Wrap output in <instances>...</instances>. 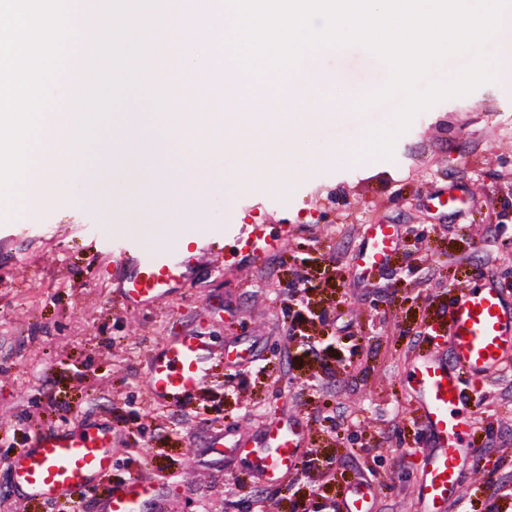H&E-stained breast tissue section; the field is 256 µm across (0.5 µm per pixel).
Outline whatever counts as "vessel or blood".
Listing matches in <instances>:
<instances>
[{"instance_id":"obj_1","label":"vessel or blood","mask_w":512,"mask_h":512,"mask_svg":"<svg viewBox=\"0 0 512 512\" xmlns=\"http://www.w3.org/2000/svg\"><path fill=\"white\" fill-rule=\"evenodd\" d=\"M118 260L130 275L121 293L131 303L163 299L173 281L186 278L189 259L198 248L196 237L176 240L174 247L145 251L138 247L137 229L126 226ZM393 239L383 225L367 230L359 260L377 267L387 262ZM443 337L448 353L418 357L409 374L416 387L420 427L429 439L421 466L419 501L422 512H441L449 504L466 463L476 461L466 447L470 418L460 396L467 380H482L499 370L512 353V299L498 285L486 283L460 289L448 307ZM217 356L207 336L189 332L167 341L148 366L153 400L178 407L196 398L207 386ZM302 452L300 433L288 426L267 429L260 456L261 476L275 480L293 467ZM112 432L107 428L79 435L51 430L20 449L13 463L14 479L27 498L56 500L96 482L112 468ZM165 512L154 503L147 481L134 478L114 486L100 512ZM343 512H374L369 487L353 488Z\"/></svg>"}]
</instances>
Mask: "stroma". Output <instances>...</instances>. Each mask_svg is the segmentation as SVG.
I'll return each mask as SVG.
<instances>
[{"instance_id":"35a3bbf8","label":"stroma","mask_w":512,"mask_h":512,"mask_svg":"<svg viewBox=\"0 0 512 512\" xmlns=\"http://www.w3.org/2000/svg\"><path fill=\"white\" fill-rule=\"evenodd\" d=\"M323 70L338 99L388 78L359 45L326 57ZM391 121L380 106L343 109L290 151L289 171L308 176L207 195L192 218L191 277L151 305L122 300L123 238L106 231L130 222L143 249L171 245L172 219L141 185L146 160L114 157L92 206L61 160L50 199L0 222V512H65L61 499H23L10 463L42 432L98 423L112 428L116 464L79 491L89 512L133 477L150 480L168 512H324L362 477L376 512H420L411 365L430 350L456 289L486 277L512 283V71L418 114L392 157L314 158ZM255 224L277 236L259 258L233 246ZM371 224L396 232L389 262L374 270L355 260ZM196 330L243 362L217 365L187 406L153 401L151 351ZM294 333L312 345L294 346ZM464 404L478 462L453 508L486 512L512 489V358L465 385ZM287 420L303 425L312 465L283 483L238 486L245 468L208 450L213 437L251 438Z\"/></svg>"}]
</instances>
